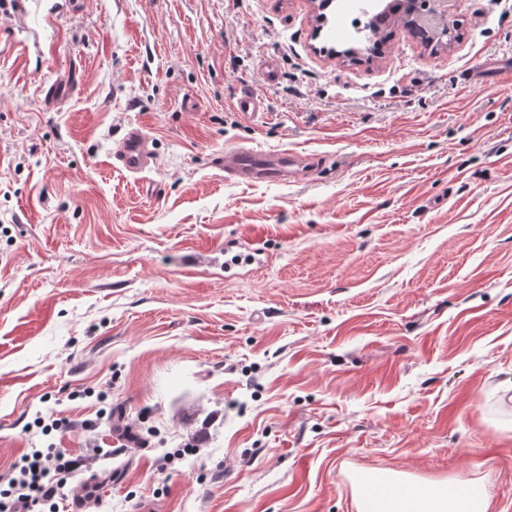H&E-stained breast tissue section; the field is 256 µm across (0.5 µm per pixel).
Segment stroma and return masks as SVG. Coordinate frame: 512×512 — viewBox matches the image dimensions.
Returning <instances> with one entry per match:
<instances>
[{
	"instance_id": "obj_1",
	"label": "stroma",
	"mask_w": 512,
	"mask_h": 512,
	"mask_svg": "<svg viewBox=\"0 0 512 512\" xmlns=\"http://www.w3.org/2000/svg\"><path fill=\"white\" fill-rule=\"evenodd\" d=\"M317 13L0 14V472L95 443L69 483L98 481L88 512H357L359 472L512 512V0H454L448 47L398 26L372 59L341 55L367 22L346 0ZM132 125L143 174L112 166ZM237 144L325 163L228 181ZM117 164L130 173L150 169L155 162L153 139L140 126L125 130L113 153Z\"/></svg>"
}]
</instances>
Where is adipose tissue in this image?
I'll return each mask as SVG.
<instances>
[{
	"label": "adipose tissue",
	"mask_w": 512,
	"mask_h": 512,
	"mask_svg": "<svg viewBox=\"0 0 512 512\" xmlns=\"http://www.w3.org/2000/svg\"><path fill=\"white\" fill-rule=\"evenodd\" d=\"M486 495L472 483L433 484L409 491L378 489L358 501V512H489Z\"/></svg>",
	"instance_id": "obj_1"
}]
</instances>
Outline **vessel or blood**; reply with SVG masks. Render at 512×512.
<instances>
[{"label": "vessel or blood", "mask_w": 512, "mask_h": 512, "mask_svg": "<svg viewBox=\"0 0 512 512\" xmlns=\"http://www.w3.org/2000/svg\"><path fill=\"white\" fill-rule=\"evenodd\" d=\"M113 157L127 172H143L155 162L153 140L142 127H129ZM316 163V157L311 155L288 150L265 151L242 145L225 147L223 158L225 179L245 183L302 181L312 173Z\"/></svg>", "instance_id": "b4317fda"}]
</instances>
